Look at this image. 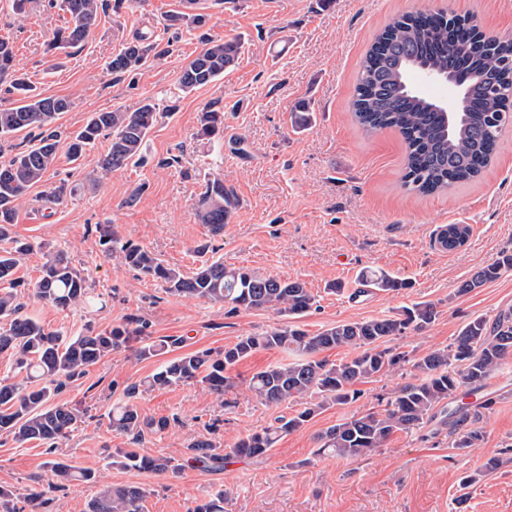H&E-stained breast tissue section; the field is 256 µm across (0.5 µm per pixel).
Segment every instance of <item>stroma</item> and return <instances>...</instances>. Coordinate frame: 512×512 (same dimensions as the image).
I'll list each match as a JSON object with an SVG mask.
<instances>
[{
	"instance_id": "1",
	"label": "stroma",
	"mask_w": 512,
	"mask_h": 512,
	"mask_svg": "<svg viewBox=\"0 0 512 512\" xmlns=\"http://www.w3.org/2000/svg\"><path fill=\"white\" fill-rule=\"evenodd\" d=\"M179 8L180 0H104L88 39L54 56L47 45L63 24L62 11L49 0H28L19 15L12 0H0V39L12 45L17 68L37 93L72 102L57 121L61 132L79 130L91 113L132 109L147 97L170 109L149 132L143 161L113 172L96 187H88L86 176L107 139L75 163L59 150L47 177L69 180L73 195L48 209L40 188H33L12 226L13 235L39 245L15 273L24 314L66 335L132 322L153 340L184 338L188 352L221 349L284 325V318L270 311L230 314L202 299L166 293L160 282L106 255L99 228L107 224L122 240L186 273L220 257L264 276L305 282L317 304L297 323L311 333L340 321L391 316L411 302L433 303L435 322L399 342L417 356L448 347L470 320L490 321L512 308V270L468 294L457 292L475 271L512 254V127L504 130L493 161L476 182L421 196L401 186L400 136L392 130L364 135L351 109L364 54L373 36L395 18L419 11L472 14L486 35L512 40V0H330L326 5L235 0L228 6L204 0L205 26L164 30V15ZM138 34L153 37L156 57L142 71L109 73L108 61ZM232 39L241 44L236 64L219 81L183 92V66L206 42ZM274 41L286 44L287 53L272 55L268 46ZM301 103L313 114L305 130L291 124ZM208 108L224 114L221 141L198 135L199 116ZM214 177L223 179L238 201L220 237L211 235L194 209ZM444 224L470 225L467 243L439 250L434 234ZM50 250L66 253L85 270L99 304L61 310L32 298ZM371 269L405 280L406 289L352 300L359 273ZM333 281L342 283V292L328 291ZM288 359L280 350L254 352L232 369L234 385L219 397L199 384L146 389L143 382L160 358L141 360L131 350L112 353L65 381L57 395V403L84 416L56 452L37 442L21 447L0 434V486L14 493L12 512H21L27 494L52 482L47 462L53 457L94 470L99 480L54 492L47 512H87L103 482L144 487L143 512H193L222 489L229 493L226 512H512V362L482 390L463 387L445 400L448 410L494 401L480 421L483 441L464 451L452 448L445 434L425 439L399 432L368 456H316L319 433L416 381V371L408 367L363 383V395L354 403L321 409L283 436L264 463L232 458L215 471L190 462L189 447L197 439L210 435L228 449L297 410L294 402L263 404L244 385L255 372ZM133 386L143 419L169 421L165 430L139 441L109 422L113 404ZM118 448L172 456L184 469L176 477L120 469L111 464ZM497 454L504 465L459 503L461 477Z\"/></svg>"
}]
</instances>
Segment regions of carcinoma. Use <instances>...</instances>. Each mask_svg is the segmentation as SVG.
<instances>
[{
	"label": "carcinoma",
	"instance_id": "cac0c4a2",
	"mask_svg": "<svg viewBox=\"0 0 512 512\" xmlns=\"http://www.w3.org/2000/svg\"><path fill=\"white\" fill-rule=\"evenodd\" d=\"M103 0H59V9L69 16L59 29L49 50L77 46L85 42L97 26ZM202 13L176 11L166 16L164 29L183 24L203 27ZM156 46L141 36L128 43L108 63L114 74H126L147 67ZM240 44L235 40L210 41L182 69L179 84L190 92L224 76L238 59ZM512 40L486 36L471 15L444 12L404 14L379 32L365 52L352 100L356 122L366 131H396L406 148L403 186L418 194H431L479 177L491 162L505 126L512 124ZM12 46L0 40V83L17 99L0 104V140L33 129L28 148L7 160H0V353L12 351L13 373L0 377V432L12 436L22 447L40 442L56 448L81 422L78 410L52 403L63 380L85 373L112 353L132 348L144 359L170 355L152 375L149 386L167 388L195 382L221 395L231 386L232 368L259 349L286 350L295 355L287 364L269 366L248 381L250 390L264 404H282L296 398L318 395L320 401L305 406L291 416H281L263 432L239 439L223 453L210 440L194 442L192 460L204 468H219L230 456L264 460L278 437L302 428L316 412L328 405L357 401L362 391L356 385L401 366L407 354L387 346L411 332L422 333L435 321L438 312L432 303L404 306L394 316L363 321L338 322L315 334L288 323L261 335L244 336L224 351L177 353L185 339L164 336L150 341L140 331L125 325L109 330L87 329L65 336L46 329L38 321L20 315L13 275L21 259L35 244L11 235L17 207L34 187L43 184L46 173L57 160L61 132L52 127L60 115L70 110L72 101L62 97H42L32 93L25 74L14 64ZM451 71L465 79L469 105L462 112L453 133H448V117L432 104L408 92L405 76L412 65ZM162 116L159 105L143 100L133 110L94 112L78 131L69 134L67 154L78 161L103 135L111 136L107 150L99 157L89 183L96 186L111 173L140 160L148 133ZM198 135L211 140L224 133V113L213 109L201 112ZM74 189L61 181L45 185L41 200L52 207L60 205ZM236 201L224 180L206 182L195 210L214 236L224 234ZM470 235L467 224H446L438 230L435 242L442 251L463 246ZM108 256L140 274L161 281L171 295L198 298L229 311L272 310L296 319L316 304L315 296L298 279L266 277L244 267H228L221 259L206 261L187 275L162 263L144 247L121 241L106 225L100 231ZM512 268V254H505L483 267L457 289L467 294ZM359 280L382 291H399L408 283L384 271H364ZM40 302L59 309L86 307L95 302L88 277L62 252H51L42 266V275L33 288ZM338 348L354 354L338 363L317 355ZM512 358V308L500 311L493 321L475 318L468 322L447 348L430 349L413 360L412 368L422 377L403 384L385 404L360 415L341 419L318 437L317 454L351 460L384 447L397 432L413 433L436 417L435 409L457 389L468 384L475 390ZM135 392H126V401L112 408V428L139 437L146 429L161 430L167 420L144 421L131 402ZM480 411L456 409L442 425L453 437L458 450L475 447L483 441ZM112 465L126 470H143L157 475H175L183 464L171 456H141L132 448H117ZM503 465L492 456L483 469L462 478L466 489L475 488L483 478ZM55 476L64 480L90 481L88 470L56 459L47 463ZM146 490L137 485L114 488L101 485L89 503L88 512H141ZM28 512H42L49 503L48 491H33L25 497Z\"/></svg>",
	"mask_w": 512,
	"mask_h": 512
}]
</instances>
